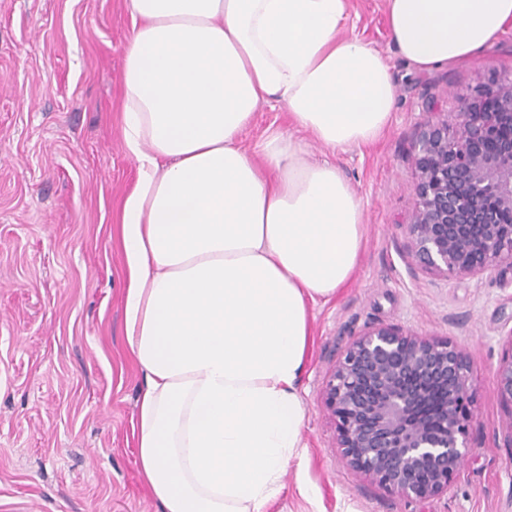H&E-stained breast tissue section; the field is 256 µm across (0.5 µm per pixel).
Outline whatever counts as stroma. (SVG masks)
Here are the masks:
<instances>
[{
    "mask_svg": "<svg viewBox=\"0 0 512 512\" xmlns=\"http://www.w3.org/2000/svg\"><path fill=\"white\" fill-rule=\"evenodd\" d=\"M127 0H0V512H160L132 425L143 376L124 340L120 210L137 179L122 131ZM346 32L378 49L398 105L373 144L331 151L364 207L351 280L311 310L300 393L302 465L268 512H512V449L495 373L512 337V272L443 280L412 264V142L430 102L457 109L512 69V26L469 64L416 71L388 35L384 0H349ZM388 325L452 342L471 382L470 450L447 492L389 494L350 471L323 386L349 341Z\"/></svg>",
    "mask_w": 512,
    "mask_h": 512,
    "instance_id": "stroma-1",
    "label": "stroma"
}]
</instances>
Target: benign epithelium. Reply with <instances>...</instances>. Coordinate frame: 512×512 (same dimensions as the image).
I'll return each instance as SVG.
<instances>
[{"label": "benign epithelium", "mask_w": 512, "mask_h": 512, "mask_svg": "<svg viewBox=\"0 0 512 512\" xmlns=\"http://www.w3.org/2000/svg\"><path fill=\"white\" fill-rule=\"evenodd\" d=\"M512 73L428 112L412 144L416 206L404 251L426 273L476 277L512 271ZM496 394L512 447V332L497 367ZM467 363L448 340L399 327L360 331L323 387L336 445L352 470L401 497L448 490L469 451Z\"/></svg>", "instance_id": "7a95c632"}]
</instances>
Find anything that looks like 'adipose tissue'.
<instances>
[{"label":"adipose tissue","instance_id":"obj_1","mask_svg":"<svg viewBox=\"0 0 512 512\" xmlns=\"http://www.w3.org/2000/svg\"><path fill=\"white\" fill-rule=\"evenodd\" d=\"M123 131L138 179L122 206L125 345L145 384L133 424L163 512H267L301 458L310 306L352 275L364 211L336 151L376 141L397 90L344 35L348 0H127ZM417 70L466 63L512 0H385ZM276 102L304 139L240 136Z\"/></svg>","mask_w":512,"mask_h":512}]
</instances>
